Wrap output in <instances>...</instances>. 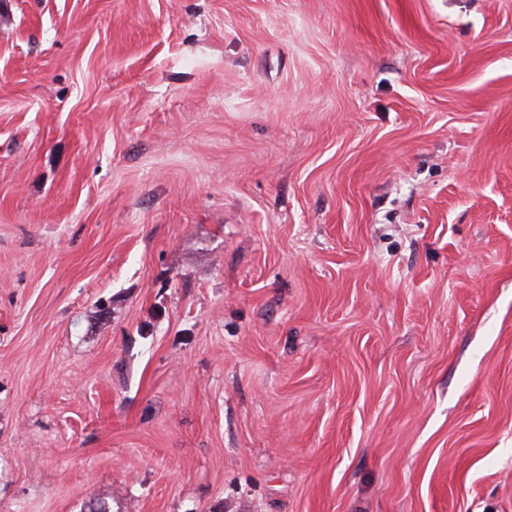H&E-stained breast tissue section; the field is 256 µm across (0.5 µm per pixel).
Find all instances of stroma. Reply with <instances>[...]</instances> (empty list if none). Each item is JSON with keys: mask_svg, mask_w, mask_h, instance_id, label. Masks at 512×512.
Returning a JSON list of instances; mask_svg holds the SVG:
<instances>
[{"mask_svg": "<svg viewBox=\"0 0 512 512\" xmlns=\"http://www.w3.org/2000/svg\"><path fill=\"white\" fill-rule=\"evenodd\" d=\"M512 512V0H0V512Z\"/></svg>", "mask_w": 512, "mask_h": 512, "instance_id": "35a3bbf8", "label": "stroma"}]
</instances>
